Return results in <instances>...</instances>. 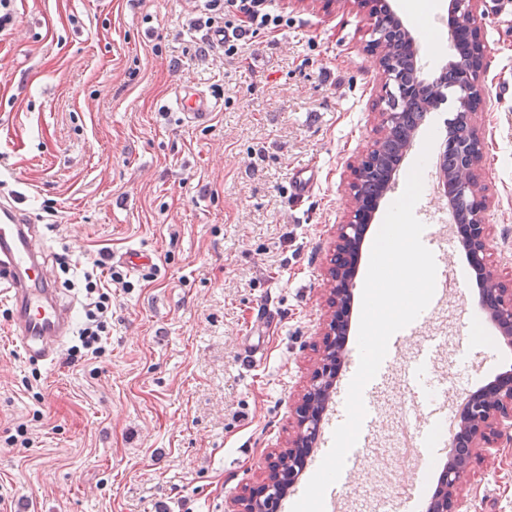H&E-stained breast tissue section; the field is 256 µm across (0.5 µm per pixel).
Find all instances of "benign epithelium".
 Masks as SVG:
<instances>
[{"label": "benign epithelium", "mask_w": 512, "mask_h": 512, "mask_svg": "<svg viewBox=\"0 0 512 512\" xmlns=\"http://www.w3.org/2000/svg\"><path fill=\"white\" fill-rule=\"evenodd\" d=\"M458 23L471 27L470 41L480 42L477 28L473 27L482 0H452ZM371 39L369 47L376 55V64L382 78V89L389 100L407 101L422 94L426 82L407 81L405 72L389 56L385 34L393 25L408 40L413 37L398 16L390 0L369 14ZM484 73V53L478 50L468 66L459 73L458 84L470 97L479 101L484 93L481 76ZM478 112L468 108L467 99L456 98L450 127L459 128L457 139L448 140L440 153L441 197L454 204L465 196L473 195L475 207L465 221V234L461 247L469 264L482 285L481 299L485 313L496 324L499 335L512 345V286L505 285L497 270L488 263L490 238L484 214L489 200L475 192L480 177L484 146L478 134ZM402 123V113L395 109L379 113V128L388 134ZM379 157L368 151L352 169L348 185L350 206L345 223L338 225L332 242L333 252L327 271V315L321 332L322 341L316 367L305 392L294 403L297 415L296 431L287 446L267 455L265 481L247 496L235 499L228 512H276L285 489L296 484L305 465V456L313 447L320 422L335 391L332 369L346 352L348 315L353 297L358 255L371 213L377 208L381 196L363 199L357 195V185L368 179L378 168ZM512 426V376L502 377L479 393L465 398L459 418L458 434L448 444L446 461L432 496L428 512H458L459 488L466 477L474 455L487 448L500 437L504 429Z\"/></svg>", "instance_id": "obj_1"}]
</instances>
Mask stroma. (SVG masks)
<instances>
[{
    "instance_id": "obj_1",
    "label": "stroma",
    "mask_w": 512,
    "mask_h": 512,
    "mask_svg": "<svg viewBox=\"0 0 512 512\" xmlns=\"http://www.w3.org/2000/svg\"><path fill=\"white\" fill-rule=\"evenodd\" d=\"M448 0L424 18L394 8L422 52L423 80L449 61ZM278 34L242 58L200 56L202 0H10L0 31V195L40 224L63 298L82 317L84 259L108 251L112 319L101 358L29 361L0 296V512H227L259 486L265 456L294 434L327 310L329 245L349 207L351 167L377 137L383 95L366 52L368 11L274 0ZM487 68L478 106L490 259L512 282V0H483ZM213 104L181 123L176 97ZM420 128L373 214L380 227L426 137ZM312 190L289 193L302 174ZM144 249L139 274L118 261ZM476 289L449 290L429 325L436 373L464 394L512 365L492 330L471 331ZM404 383L379 400L373 447L340 512H385L409 479ZM26 443L12 442L17 426ZM460 512H512V436L473 459Z\"/></svg>"
}]
</instances>
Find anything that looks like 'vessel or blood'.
<instances>
[{
	"instance_id": "vessel-or-blood-1",
	"label": "vessel or blood",
	"mask_w": 512,
	"mask_h": 512,
	"mask_svg": "<svg viewBox=\"0 0 512 512\" xmlns=\"http://www.w3.org/2000/svg\"><path fill=\"white\" fill-rule=\"evenodd\" d=\"M212 108L204 96L188 94L180 98V118L184 124L196 125L207 121ZM423 244L430 249L436 262L437 295L419 317L390 339L387 354L380 369L363 390L366 416L359 440L348 452L339 480L325 494L328 504L337 503L347 484L356 479L364 457L373 443V423L378 400L386 380L394 369H401L406 381L409 406L403 426V437L413 462L409 483L400 495L401 512H410L418 482L426 477V463L444 457L448 448L446 434L456 423V414L448 406V380L435 378L431 370L434 354L440 346L438 337L426 328L437 312L440 292L448 288L449 256L446 251L448 233L444 224L427 226ZM0 288L6 289L11 306V326L29 359L44 361L53 358L59 345L72 331V307L64 301L48 266L42 235L27 213L12 199L0 200ZM414 338L411 358H404L406 338ZM359 353L352 350L344 368V384L336 396V406L324 427V435L315 451V460H322L333 443V432L346 418L347 383L355 375ZM442 426L444 437H433L435 426Z\"/></svg>"
}]
</instances>
